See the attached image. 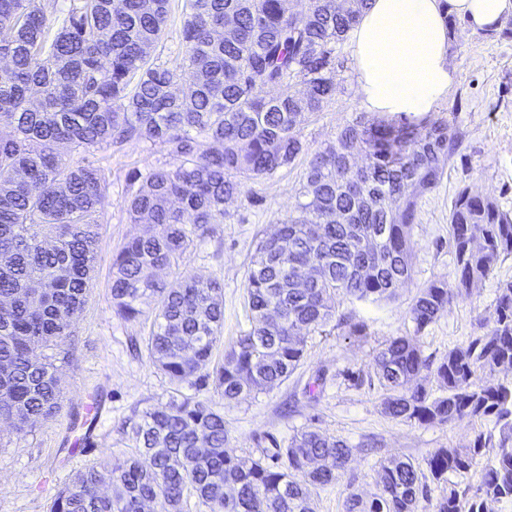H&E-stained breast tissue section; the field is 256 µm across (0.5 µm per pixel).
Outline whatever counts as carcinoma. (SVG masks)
<instances>
[{"label": "carcinoma", "instance_id": "cac0c4a2", "mask_svg": "<svg viewBox=\"0 0 512 512\" xmlns=\"http://www.w3.org/2000/svg\"><path fill=\"white\" fill-rule=\"evenodd\" d=\"M370 0H186L181 59L151 57L167 28L171 0H0V423L19 434L59 414L64 393L46 350L72 333L90 291L108 179L89 154L131 141L160 143L171 162L146 173L128 201L132 222L154 225L112 259V305L125 321L154 301L147 351L174 386L165 403L123 424L135 452L99 462L61 488L49 512H183L188 497L212 512H316L313 492L347 470L351 449L311 427L284 448L238 456L225 448V402L271 389L305 356L303 332L325 326L343 298L390 300L411 278L412 229L421 196L439 182L463 133L427 112L414 123L361 115L336 144L311 152L300 132L336 99V52ZM232 17L237 35L222 34ZM188 70L191 77L182 79ZM362 153L358 162L356 153ZM307 157L302 191L278 233L260 240L245 289L253 328L213 361L223 336V281H167L193 237L224 220V204L250 180L272 178ZM456 286L420 289L410 318L420 332L452 301L478 287L512 255V213L464 187L449 212ZM480 334L438 364L415 336L376 354L384 410L420 424L490 418L498 432L467 448H439L432 480L486 463L473 497L451 489L429 512H487L512 502V281L497 288ZM40 348L45 354L39 355ZM492 376L476 381L477 373ZM432 376L442 394L422 383ZM195 390L185 394L182 389ZM378 492L348 495L346 512H418L427 498L419 467L390 457Z\"/></svg>", "mask_w": 512, "mask_h": 512}]
</instances>
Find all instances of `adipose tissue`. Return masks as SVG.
<instances>
[{
	"instance_id": "adipose-tissue-1",
	"label": "adipose tissue",
	"mask_w": 512,
	"mask_h": 512,
	"mask_svg": "<svg viewBox=\"0 0 512 512\" xmlns=\"http://www.w3.org/2000/svg\"><path fill=\"white\" fill-rule=\"evenodd\" d=\"M475 30L500 25L512 0H371L351 31L358 89L379 115L429 112L456 80L446 14Z\"/></svg>"
}]
</instances>
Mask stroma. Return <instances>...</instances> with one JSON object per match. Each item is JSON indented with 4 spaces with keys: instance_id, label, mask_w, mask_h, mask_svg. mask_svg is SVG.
<instances>
[{
    "instance_id": "obj_1",
    "label": "stroma",
    "mask_w": 512,
    "mask_h": 512,
    "mask_svg": "<svg viewBox=\"0 0 512 512\" xmlns=\"http://www.w3.org/2000/svg\"><path fill=\"white\" fill-rule=\"evenodd\" d=\"M456 81L434 112H456L465 140L434 189L423 195L413 228L412 277L389 301L342 300L322 330L306 336L305 357L288 380L244 400L223 404L214 390L204 395L224 406L227 447L239 455L287 446L315 426L344 441L352 450L348 470L338 483L316 489L317 512H345L355 491H377L376 470L391 457L425 466L440 448H463L477 434L493 429L492 420L468 418L451 423L418 424L386 414L374 357L388 341L417 335L431 362L448 349L467 343L479 332L478 320L489 317L498 281L512 278V256L470 294L458 297L434 323L416 330L410 308L419 288L452 280L454 253L448 243V210L460 188L494 200L512 212V39L491 38L461 23L448 44ZM336 100L315 114L301 137L309 151L333 144L339 128L364 113L358 93L356 64L350 44L338 51ZM95 166L109 177L96 245L97 262L85 308L62 348L68 361L59 366L65 391L55 418L19 435L0 427V512H48L54 495L73 475L110 457L131 454L122 425L134 411L168 401L172 385L154 366L146 349L152 315L127 322L112 308V256L131 236L149 233L150 225L131 223L127 214L133 190L132 171L167 163L158 144L130 142L122 149L94 152ZM304 160L270 179L247 182L243 193L225 205L223 223L195 238L168 279L215 275L224 281V345L252 328L245 276L261 235L274 233L296 202ZM363 330L351 334V325ZM97 413L84 415L89 401Z\"/></svg>"
}]
</instances>
